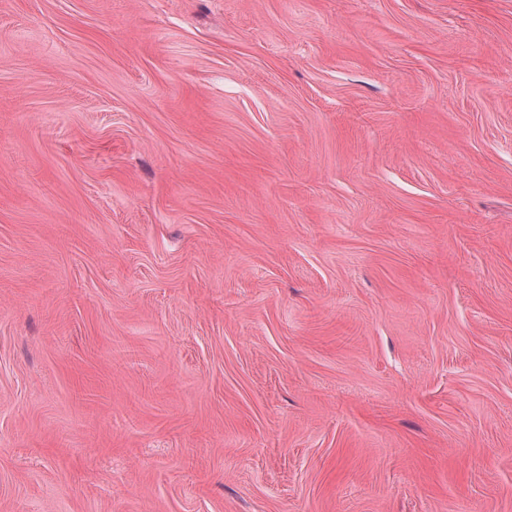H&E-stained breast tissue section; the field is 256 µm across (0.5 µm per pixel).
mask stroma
Wrapping results in <instances>:
<instances>
[{
    "instance_id": "stroma-1",
    "label": "stroma",
    "mask_w": 512,
    "mask_h": 512,
    "mask_svg": "<svg viewBox=\"0 0 512 512\" xmlns=\"http://www.w3.org/2000/svg\"><path fill=\"white\" fill-rule=\"evenodd\" d=\"M0 512H512V0H0Z\"/></svg>"
}]
</instances>
